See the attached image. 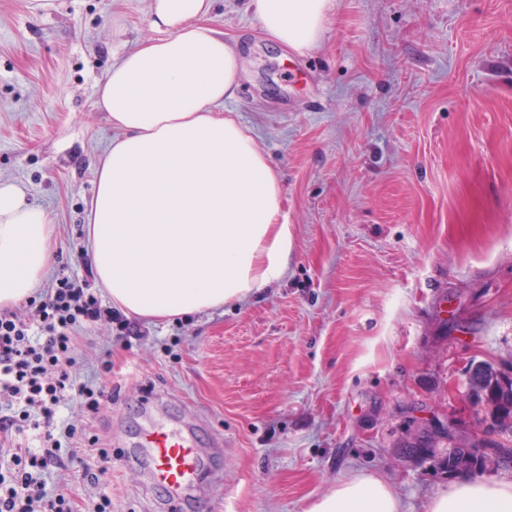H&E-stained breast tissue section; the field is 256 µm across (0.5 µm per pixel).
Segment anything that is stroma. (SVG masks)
Wrapping results in <instances>:
<instances>
[{
	"label": "stroma",
	"mask_w": 512,
	"mask_h": 512,
	"mask_svg": "<svg viewBox=\"0 0 512 512\" xmlns=\"http://www.w3.org/2000/svg\"><path fill=\"white\" fill-rule=\"evenodd\" d=\"M0 0V183L48 211V277L110 305L88 257L96 167L116 137L97 90L152 36L149 0ZM302 54L266 39L247 0L211 25L242 53L225 109L276 171L288 271L246 301L87 331L77 374L112 401L64 417L111 446L113 512H191L154 487L147 419L193 429L223 482L202 512H307L349 474L403 512L450 486L399 461L409 404L478 426L470 365L512 368V0H334ZM112 371L100 370L104 348Z\"/></svg>",
	"instance_id": "stroma-1"
}]
</instances>
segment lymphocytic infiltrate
Segmentation results:
<instances>
[{
    "instance_id": "obj_1",
    "label": "lymphocytic infiltrate",
    "mask_w": 512,
    "mask_h": 512,
    "mask_svg": "<svg viewBox=\"0 0 512 512\" xmlns=\"http://www.w3.org/2000/svg\"><path fill=\"white\" fill-rule=\"evenodd\" d=\"M102 322L128 329L120 312L65 274L30 315L0 311V512H112V492L101 481L111 449L59 416L67 398L91 414L112 398L105 386L74 372L80 331ZM28 431L36 432L40 447L16 444ZM63 471L75 473L92 496L58 490L54 477Z\"/></svg>"
}]
</instances>
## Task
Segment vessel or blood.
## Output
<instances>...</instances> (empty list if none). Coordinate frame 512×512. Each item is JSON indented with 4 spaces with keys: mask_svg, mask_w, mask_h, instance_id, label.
<instances>
[{
    "mask_svg": "<svg viewBox=\"0 0 512 512\" xmlns=\"http://www.w3.org/2000/svg\"><path fill=\"white\" fill-rule=\"evenodd\" d=\"M138 444L146 451L144 464L154 482L174 495L198 487L207 469L190 433L151 423L143 427Z\"/></svg>",
    "mask_w": 512,
    "mask_h": 512,
    "instance_id": "1",
    "label": "vessel or blood"
}]
</instances>
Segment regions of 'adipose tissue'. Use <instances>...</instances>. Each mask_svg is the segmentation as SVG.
I'll use <instances>...</instances> for the list:
<instances>
[{"label":"adipose tissue","mask_w":512,"mask_h":512,"mask_svg":"<svg viewBox=\"0 0 512 512\" xmlns=\"http://www.w3.org/2000/svg\"><path fill=\"white\" fill-rule=\"evenodd\" d=\"M332 0H249L274 43L298 53L323 40ZM216 0H151L155 37L112 67L96 105L118 135L102 156L88 214L99 284L152 320L238 302L281 280L292 237L279 178L234 114L235 45L208 21ZM55 227L19 186L0 184V307L29 299L49 268ZM372 475L347 477L308 512H401ZM429 512H512V480L462 477Z\"/></svg>","instance_id":"adipose-tissue-1"}]
</instances>
